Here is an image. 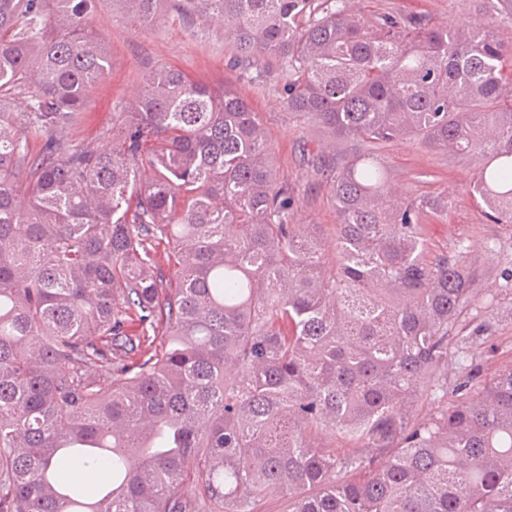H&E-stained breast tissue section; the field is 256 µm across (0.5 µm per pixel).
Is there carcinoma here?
Wrapping results in <instances>:
<instances>
[{
  "mask_svg": "<svg viewBox=\"0 0 512 512\" xmlns=\"http://www.w3.org/2000/svg\"><path fill=\"white\" fill-rule=\"evenodd\" d=\"M96 2L0 0V512H259L269 490L287 512H512V365L483 381L476 365L512 315V268L491 288L462 256L430 257L423 204L372 151L327 175L330 235L294 223L259 113L179 69L151 70L104 144L73 147L111 66ZM110 2L141 27L207 19L241 56L278 59L288 109L335 138L475 156L471 191L512 223L496 18ZM160 325L168 343L147 356ZM429 391L454 400L421 417Z\"/></svg>",
  "mask_w": 512,
  "mask_h": 512,
  "instance_id": "1",
  "label": "carcinoma"
}]
</instances>
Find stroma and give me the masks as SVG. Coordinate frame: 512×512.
I'll list each match as a JSON object with an SVG mask.
<instances>
[{"label":"stroma","instance_id":"1","mask_svg":"<svg viewBox=\"0 0 512 512\" xmlns=\"http://www.w3.org/2000/svg\"><path fill=\"white\" fill-rule=\"evenodd\" d=\"M489 0H349L357 14L393 13L433 26H469L488 17ZM97 19L104 26L112 67L89 94L88 104L69 138L79 148L102 144L112 129L116 105L130 101L156 66L177 68L191 77L237 89L259 112L273 146L276 166L295 191L294 221L329 225L336 210L322 176L316 175L309 154L343 163L358 148L356 142L333 139L321 126L294 117L286 103L285 78L276 63H252L237 58L225 44L223 31L199 20L168 17L164 24L141 28L113 18L110 0H100ZM392 186L424 201L420 213L430 254H455L466 247L467 260L477 261L487 282L498 281L512 264V226L491 222L472 182L477 161L450 151L432 150L412 140L389 143L380 152ZM438 209H430V202Z\"/></svg>","mask_w":512,"mask_h":512}]
</instances>
